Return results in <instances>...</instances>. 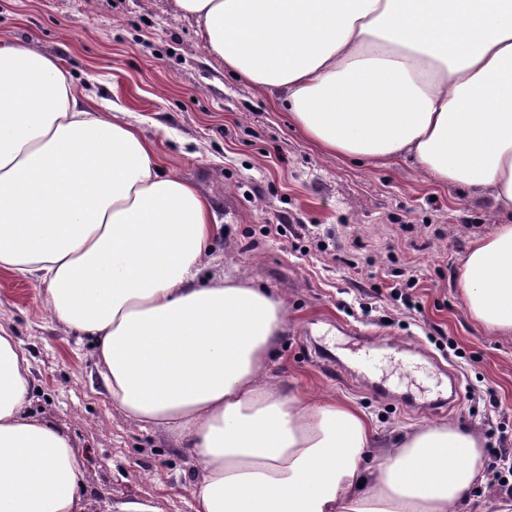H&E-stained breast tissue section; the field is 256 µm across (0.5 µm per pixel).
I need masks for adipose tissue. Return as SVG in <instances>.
<instances>
[{
  "label": "adipose tissue",
  "mask_w": 512,
  "mask_h": 512,
  "mask_svg": "<svg viewBox=\"0 0 512 512\" xmlns=\"http://www.w3.org/2000/svg\"><path fill=\"white\" fill-rule=\"evenodd\" d=\"M175 4L326 153L408 160L512 214V0ZM212 221L207 197L122 113L91 110L57 59L0 46V269L38 277L121 413L200 463L192 512H480L475 428L382 442L349 403L273 381L285 302L205 274ZM459 286L472 318L512 334V224L472 242ZM29 376L0 334V512H88L68 436L24 411Z\"/></svg>",
  "instance_id": "obj_1"
}]
</instances>
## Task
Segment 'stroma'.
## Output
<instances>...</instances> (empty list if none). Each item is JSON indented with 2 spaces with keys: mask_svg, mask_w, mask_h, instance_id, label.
Listing matches in <instances>:
<instances>
[{
  "mask_svg": "<svg viewBox=\"0 0 512 512\" xmlns=\"http://www.w3.org/2000/svg\"><path fill=\"white\" fill-rule=\"evenodd\" d=\"M21 43L59 59L93 110L123 111L158 162L211 201L225 273L286 302L269 367L284 390L351 402L382 438L473 426L488 466L512 459V334L471 318L458 281L471 242L512 216L412 163L325 153L275 91L205 51L175 0H0V45ZM410 279L411 308L399 298ZM44 290L0 270V328L30 361L27 414L83 461L91 512H191L200 464L119 413L94 348L50 315Z\"/></svg>",
  "mask_w": 512,
  "mask_h": 512,
  "instance_id": "35a3bbf8",
  "label": "stroma"
}]
</instances>
